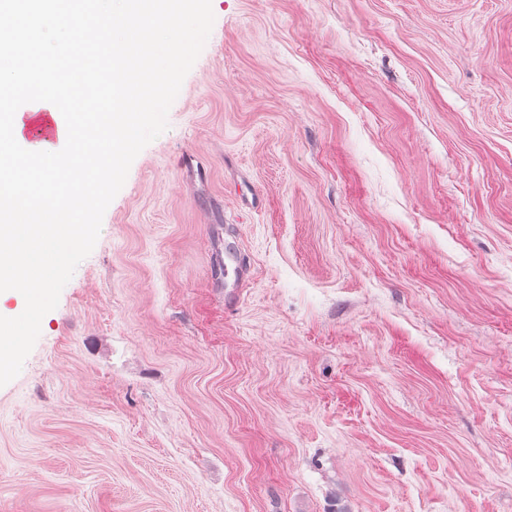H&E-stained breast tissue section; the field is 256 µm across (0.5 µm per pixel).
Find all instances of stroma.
<instances>
[{
    "mask_svg": "<svg viewBox=\"0 0 512 512\" xmlns=\"http://www.w3.org/2000/svg\"><path fill=\"white\" fill-rule=\"evenodd\" d=\"M203 4L13 339L0 512H512V0Z\"/></svg>",
    "mask_w": 512,
    "mask_h": 512,
    "instance_id": "35a3bbf8",
    "label": "stroma"
}]
</instances>
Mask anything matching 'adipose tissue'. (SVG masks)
Here are the masks:
<instances>
[{"label":"adipose tissue","mask_w":512,"mask_h":512,"mask_svg":"<svg viewBox=\"0 0 512 512\" xmlns=\"http://www.w3.org/2000/svg\"><path fill=\"white\" fill-rule=\"evenodd\" d=\"M181 2L24 0L21 23L38 19L39 36L53 41L55 58H67L62 43H75L78 34L83 33L92 19L103 20L107 28L103 49L91 53L80 85L46 80L32 87L25 83L13 87V94L30 100L24 111L12 115L14 138H21L25 125H38L47 115L56 125L59 138L78 132L84 139H94L97 127L86 115L65 112L66 104L81 87L92 89L99 102L110 108L113 129L124 128L128 121L141 117L145 100L139 91L140 85L152 84L159 76L173 74L208 34L204 11L192 6L182 7ZM179 13L184 16L182 27L170 32L165 40H156L148 32L149 23ZM120 159V148H113L103 183L90 189L73 184L70 154H55L52 166L32 176L22 161L11 154L0 153V200L9 203L8 209L0 208V367L11 357L9 333L19 312L5 308V300L22 294L21 310L35 313L48 295L47 289L29 287L17 275L20 268L30 264L27 243L38 237L62 242L75 239V227L67 223V215L74 209L91 211L107 202L108 188L116 182Z\"/></svg>","instance_id":"1"}]
</instances>
